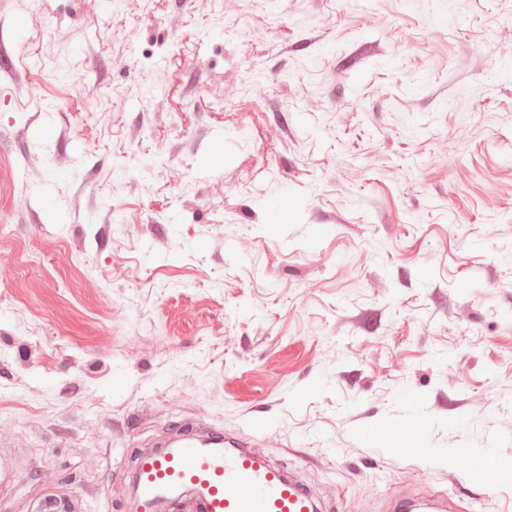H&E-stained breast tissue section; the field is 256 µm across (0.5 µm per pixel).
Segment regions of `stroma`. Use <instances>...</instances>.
<instances>
[{
  "label": "stroma",
  "mask_w": 512,
  "mask_h": 512,
  "mask_svg": "<svg viewBox=\"0 0 512 512\" xmlns=\"http://www.w3.org/2000/svg\"><path fill=\"white\" fill-rule=\"evenodd\" d=\"M212 430L512 512V0H0V512ZM423 424L417 422L406 426H390L385 429L384 440L389 445L399 444L403 448H391L392 450L426 455L428 448H424L421 438Z\"/></svg>",
  "instance_id": "1"
}]
</instances>
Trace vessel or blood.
Here are the masks:
<instances>
[{"label":"vessel or blood","mask_w":512,"mask_h":512,"mask_svg":"<svg viewBox=\"0 0 512 512\" xmlns=\"http://www.w3.org/2000/svg\"><path fill=\"white\" fill-rule=\"evenodd\" d=\"M422 423L386 428L384 440L426 455ZM190 495L195 512H324L309 489L287 468L272 463L247 442L222 437L185 439L139 457L133 512H164Z\"/></svg>","instance_id":"1"}]
</instances>
